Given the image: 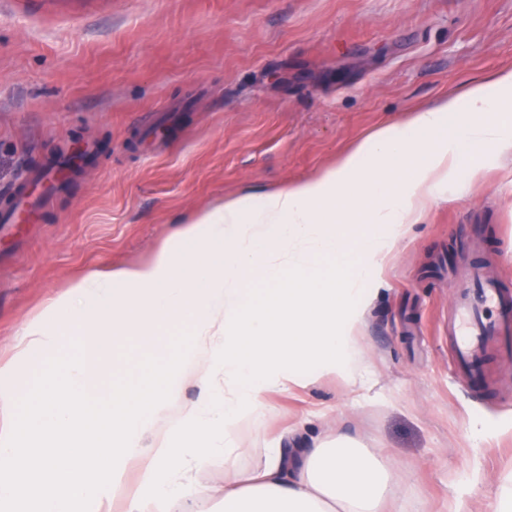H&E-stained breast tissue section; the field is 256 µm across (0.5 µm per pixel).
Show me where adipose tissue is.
<instances>
[{"instance_id": "adipose-tissue-1", "label": "adipose tissue", "mask_w": 512, "mask_h": 512, "mask_svg": "<svg viewBox=\"0 0 512 512\" xmlns=\"http://www.w3.org/2000/svg\"><path fill=\"white\" fill-rule=\"evenodd\" d=\"M511 103L512 68L494 71L310 178L200 212L150 262L89 271L47 298L0 359V512H200L214 499L218 512H402L385 465L347 438L296 455L263 449L220 495L197 472L304 366L364 382L370 282L431 205L477 181L472 144L512 154V124L496 117ZM257 269L266 286L248 301L242 280ZM172 322L185 331L171 366L123 389L99 383L89 353ZM72 329L90 343L64 362L55 348ZM35 361L24 417L19 383ZM189 385L198 396L186 402Z\"/></svg>"}]
</instances>
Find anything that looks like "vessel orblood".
<instances>
[{
	"label": "vessel or blood",
	"mask_w": 512,
	"mask_h": 512,
	"mask_svg": "<svg viewBox=\"0 0 512 512\" xmlns=\"http://www.w3.org/2000/svg\"><path fill=\"white\" fill-rule=\"evenodd\" d=\"M44 199V192L19 190L12 209L0 213V224L36 220ZM448 352L469 388L483 383L488 362L512 369V293L481 267L462 268L448 309Z\"/></svg>",
	"instance_id": "vessel-or-blood-1"
}]
</instances>
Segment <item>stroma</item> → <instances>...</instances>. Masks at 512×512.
<instances>
[{"label": "stroma", "instance_id": "1", "mask_svg": "<svg viewBox=\"0 0 512 512\" xmlns=\"http://www.w3.org/2000/svg\"><path fill=\"white\" fill-rule=\"evenodd\" d=\"M506 66L512 0H0V211L71 141L97 148L41 222L0 227V355L83 272L144 264L176 219L306 178ZM479 163L477 186L395 244L365 316V382L269 393L237 469L344 434L387 464L405 512H494L512 489V371L459 385L447 335L450 263L512 288V164ZM182 331L109 346L106 383L167 367Z\"/></svg>", "mask_w": 512, "mask_h": 512}]
</instances>
